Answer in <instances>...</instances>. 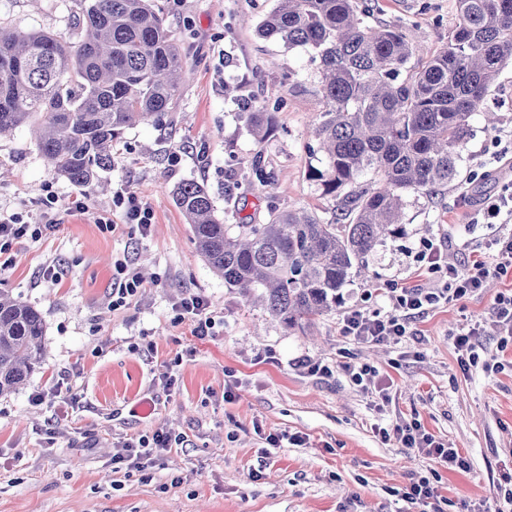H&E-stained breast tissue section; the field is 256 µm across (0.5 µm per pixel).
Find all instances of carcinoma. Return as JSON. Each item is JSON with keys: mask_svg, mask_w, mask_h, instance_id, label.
I'll return each instance as SVG.
<instances>
[{"mask_svg": "<svg viewBox=\"0 0 512 512\" xmlns=\"http://www.w3.org/2000/svg\"><path fill=\"white\" fill-rule=\"evenodd\" d=\"M75 3L72 42L0 21V135L31 126L50 170L88 186L111 166L125 128L171 111L185 58L152 0ZM455 10L447 47L418 68L409 67L410 28L371 23L357 0H277L258 24L261 36L319 58L314 136L324 165L309 178L336 202L332 218L288 211L266 224H226L204 184L183 182L172 195L208 265L287 328L336 307L352 272L400 234L406 193L433 195L460 176L471 121L512 62V0H455ZM244 120L260 140L271 130L268 112ZM43 336L39 311L0 292V395L40 366Z\"/></svg>", "mask_w": 512, "mask_h": 512, "instance_id": "obj_1", "label": "carcinoma"}]
</instances>
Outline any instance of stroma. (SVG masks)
Listing matches in <instances>:
<instances>
[{"label":"stroma","mask_w":512,"mask_h":512,"mask_svg":"<svg viewBox=\"0 0 512 512\" xmlns=\"http://www.w3.org/2000/svg\"><path fill=\"white\" fill-rule=\"evenodd\" d=\"M362 2L376 20L415 29L416 65L447 45L456 20L455 0ZM156 5L179 39L186 74L162 124L125 130L98 184L81 189L50 172L27 128L0 139V209L34 223L51 193L61 219L53 235L16 243L0 271V289L35 306L45 324L42 367L0 397V512H500L497 485L512 472V348L499 351L492 311L512 279L490 277L478 295L435 307L417 321L416 335L397 343L353 341L339 328L349 310L386 312L381 293L389 284L436 280L417 260L425 242L449 246L463 262L499 234V225L472 223L465 202L512 177L504 155L512 143V64L486 114L472 121L461 181L433 197L406 194L402 235L376 247L336 309L290 329L208 266L172 191L204 183L228 224H264L271 213L294 210L331 217V199L308 178L323 158L311 133L322 107L319 61L257 34L276 0ZM0 20L66 41L77 36L74 0H0ZM283 58L294 68L288 80L276 66ZM249 106L273 117L264 140L242 117ZM119 187L149 203L147 234L113 205ZM78 192L87 212L67 209ZM100 216L112 227L97 224ZM124 260L143 286L115 308L112 270ZM191 294L207 301L214 322L202 339L178 308ZM472 326L489 354H501L503 371L459 367L453 334ZM302 360L333 366V374L312 376ZM347 362L391 380L388 398L356 386L341 369ZM53 385V402L33 403ZM414 419L457 449L467 470L377 432ZM159 428L183 444L145 470H113L127 439ZM276 432L304 443L268 447L266 436ZM421 478L436 499L408 503L409 482Z\"/></svg>","instance_id":"obj_1"}]
</instances>
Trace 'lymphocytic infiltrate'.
Listing matches in <instances>:
<instances>
[{
	"mask_svg": "<svg viewBox=\"0 0 512 512\" xmlns=\"http://www.w3.org/2000/svg\"><path fill=\"white\" fill-rule=\"evenodd\" d=\"M54 196L43 202L41 220L37 223L24 221L16 213H0V255L8 253L13 244L22 239H39L55 233L59 221ZM472 223L508 224L512 227V181L504 183L500 190L486 195L477 204ZM418 259L429 269L439 271L440 277L429 287L394 284L385 295L391 309L386 314L369 315L360 310H351L341 320L343 336L376 344L397 341L412 335V326L417 319L428 314L439 304L459 301L482 290L489 276L512 275V230L502 233L496 241V249L489 260L476 259L461 265L451 258L447 249L425 244ZM393 434L403 447L417 449L432 456L448 467L467 469L468 464L457 450L449 448L423 430L416 421L396 424ZM177 438L165 429H157L152 435L130 439L129 453L119 464L128 469H143L150 466L157 454L176 444Z\"/></svg>",
	"mask_w": 512,
	"mask_h": 512,
	"instance_id": "obj_1",
	"label": "lymphocytic infiltrate"
}]
</instances>
